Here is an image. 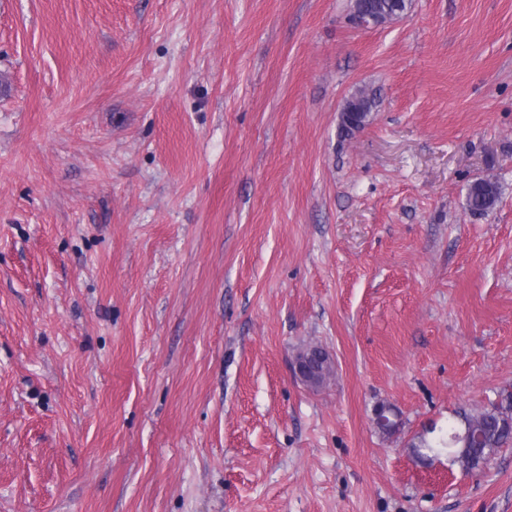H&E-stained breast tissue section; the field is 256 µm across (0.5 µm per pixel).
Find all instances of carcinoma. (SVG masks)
Instances as JSON below:
<instances>
[{"label": "carcinoma", "mask_w": 512, "mask_h": 512, "mask_svg": "<svg viewBox=\"0 0 512 512\" xmlns=\"http://www.w3.org/2000/svg\"><path fill=\"white\" fill-rule=\"evenodd\" d=\"M411 7V0H354L353 10L376 12L379 14L396 13L404 15ZM379 103L375 90L361 89L348 99L345 110L358 114V122L347 125V119L341 118L338 134L341 138H350L367 123L370 112ZM498 200L497 186L484 179L473 181L468 188L466 205L473 214H483L491 210ZM512 417V392L500 395L499 402L489 408L473 413L459 415V422L448 425L447 436L439 441L441 448L448 454L459 458V465L466 468L473 457L483 455L495 448H503L512 442V429L501 427L504 417ZM468 425L472 444L469 451L463 453L456 446L453 434L463 425Z\"/></svg>", "instance_id": "cac0c4a2"}]
</instances>
